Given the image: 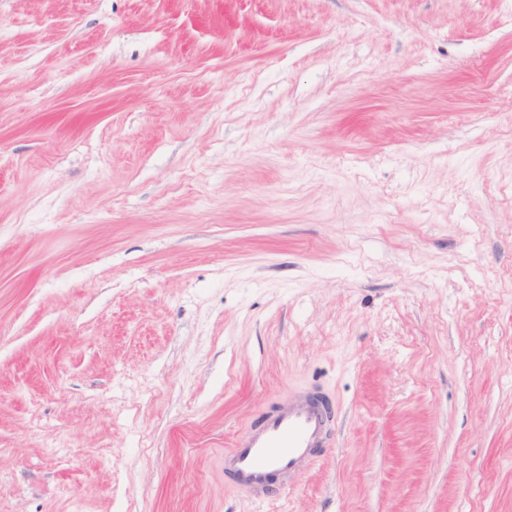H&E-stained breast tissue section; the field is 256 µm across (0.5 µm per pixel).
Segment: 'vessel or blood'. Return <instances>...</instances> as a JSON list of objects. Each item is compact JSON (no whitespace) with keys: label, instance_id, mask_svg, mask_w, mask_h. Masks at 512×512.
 Wrapping results in <instances>:
<instances>
[{"label":"vessel or blood","instance_id":"b4317fda","mask_svg":"<svg viewBox=\"0 0 512 512\" xmlns=\"http://www.w3.org/2000/svg\"><path fill=\"white\" fill-rule=\"evenodd\" d=\"M333 415L320 392L289 393L249 433L224 452V469L239 493L254 502L274 499V478H288L313 463L324 448Z\"/></svg>","mask_w":512,"mask_h":512}]
</instances>
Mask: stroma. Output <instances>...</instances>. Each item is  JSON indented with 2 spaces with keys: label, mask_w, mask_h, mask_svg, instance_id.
<instances>
[{
  "label": "stroma",
  "mask_w": 512,
  "mask_h": 512,
  "mask_svg": "<svg viewBox=\"0 0 512 512\" xmlns=\"http://www.w3.org/2000/svg\"><path fill=\"white\" fill-rule=\"evenodd\" d=\"M0 512H512V0H0ZM314 390L288 394L249 433L224 450V470L239 493L256 503L276 497L273 480L311 465L333 425V415Z\"/></svg>",
  "instance_id": "1"
}]
</instances>
